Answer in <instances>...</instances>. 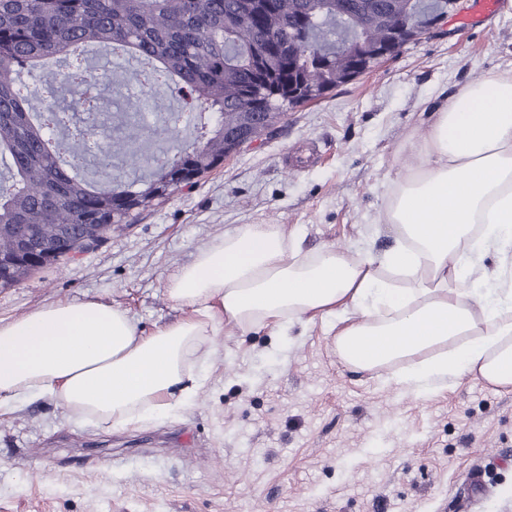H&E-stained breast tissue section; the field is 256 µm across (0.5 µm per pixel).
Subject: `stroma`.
I'll list each match as a JSON object with an SVG mask.
<instances>
[{
  "instance_id": "35a3bbf8",
  "label": "stroma",
  "mask_w": 512,
  "mask_h": 512,
  "mask_svg": "<svg viewBox=\"0 0 512 512\" xmlns=\"http://www.w3.org/2000/svg\"><path fill=\"white\" fill-rule=\"evenodd\" d=\"M115 91L139 94L138 64L94 49ZM512 73V0L468 29L444 22L322 98L287 110L191 188L97 248L0 288V320L50 303L97 301L144 334L185 317L167 292L198 249L242 224H278L306 250L394 241L380 222L406 142L460 88ZM141 117L189 142L177 92ZM206 382L176 417L126 427L76 423L53 399L0 413V512H512V391L479 379L414 396L345 365L334 322L289 335L225 327Z\"/></svg>"
}]
</instances>
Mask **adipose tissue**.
<instances>
[{
	"label": "adipose tissue",
	"instance_id": "1",
	"mask_svg": "<svg viewBox=\"0 0 512 512\" xmlns=\"http://www.w3.org/2000/svg\"><path fill=\"white\" fill-rule=\"evenodd\" d=\"M408 149L420 163L388 199L397 244L383 257L311 254L280 225L245 224L171 278L170 298L192 313L152 334L97 301L0 321V409L51 397L80 423H138L196 397L192 367L222 326L284 336L318 317L335 318L345 364H400L386 385L423 395L471 376L511 388L512 73L452 96Z\"/></svg>",
	"mask_w": 512,
	"mask_h": 512
}]
</instances>
